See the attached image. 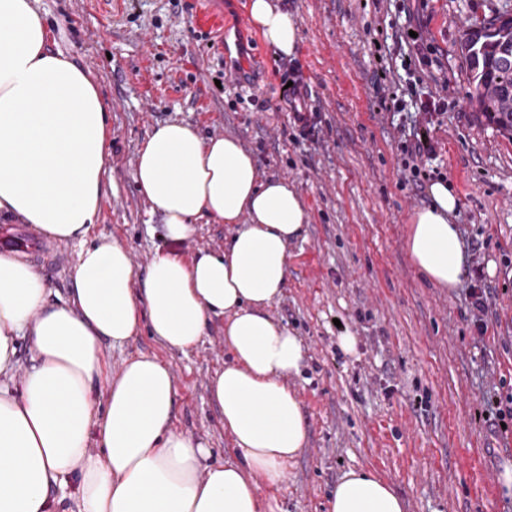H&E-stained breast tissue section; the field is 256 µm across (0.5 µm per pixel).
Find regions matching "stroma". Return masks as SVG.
Returning a JSON list of instances; mask_svg holds the SVG:
<instances>
[{"label":"stroma","instance_id":"1","mask_svg":"<svg viewBox=\"0 0 512 512\" xmlns=\"http://www.w3.org/2000/svg\"><path fill=\"white\" fill-rule=\"evenodd\" d=\"M299 29L293 57L276 55L249 20V0H222L228 41L244 47L255 88L225 78L218 48L192 21L190 0H124L108 12L97 0H39L49 46L67 52L97 82L109 106V156L99 237L116 238L140 269L160 243V216L149 213L135 183L139 145L166 121H185L203 137H236L254 155L262 177L295 184L308 213L300 238L288 245V279L268 308L305 350L299 375L288 380L303 413L308 441L278 484L260 482L282 512H329L338 479L368 469L393 486L405 512H512L501 492L512 465V436L491 433L483 418L490 393L512 391V142L476 115L467 99L460 43L473 24L508 11L512 0H278ZM421 21L433 47V89L448 102L433 129L438 169L459 197L454 218L469 266L494 267L489 332L475 342L468 285L448 290L427 282L405 250L410 217L429 202L426 183L406 181L401 137L425 115L387 112L373 88L388 70L386 92H403L406 51L398 35ZM299 62L320 114L301 137L279 99L281 80ZM234 230L198 220L172 249L184 260L222 250ZM60 265L37 263L52 299L69 296L78 243L55 245ZM358 339L355 355L337 339ZM110 374L125 359L154 354L177 386L175 424L212 450L238 457L209 383L229 362L224 321L209 322L188 352L164 347L140 331L119 347L105 346ZM486 453L485 470L460 460Z\"/></svg>","mask_w":512,"mask_h":512}]
</instances>
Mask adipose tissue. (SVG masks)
<instances>
[{
  "instance_id": "adipose-tissue-1",
  "label": "adipose tissue",
  "mask_w": 512,
  "mask_h": 512,
  "mask_svg": "<svg viewBox=\"0 0 512 512\" xmlns=\"http://www.w3.org/2000/svg\"><path fill=\"white\" fill-rule=\"evenodd\" d=\"M38 3L0 0V212L80 250L65 301L51 299L36 268L0 254V512H278L256 479L277 483L307 444L287 383L304 348L266 308L282 294L287 245L308 220L302 197L286 180L261 177L236 138L158 125L139 150L135 181L163 219V239L187 238L205 217L235 231L222 251L186 262L159 250L139 271L117 240L92 235L105 196L108 107L84 71L49 49ZM249 15L278 55L294 54L298 28L276 0H251ZM428 195L405 247L428 282L456 288L467 270L451 222L458 196L444 181ZM215 317L225 320L232 361L210 392L236 464L212 461L210 448L175 428L177 387L159 356L106 373L104 345L145 327L185 352ZM329 512H405V504L375 473L351 470Z\"/></svg>"
}]
</instances>
